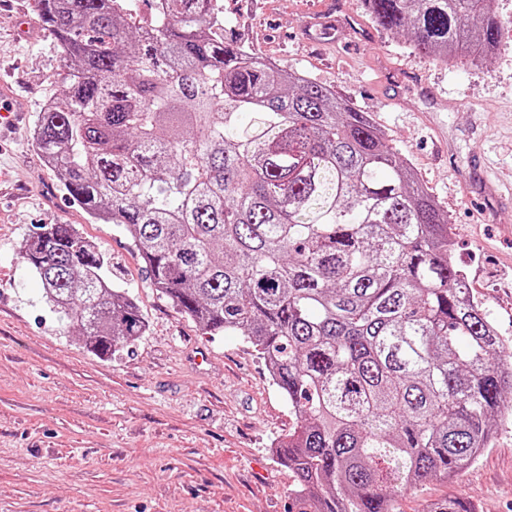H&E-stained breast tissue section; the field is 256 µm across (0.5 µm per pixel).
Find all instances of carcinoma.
Here are the masks:
<instances>
[{"mask_svg":"<svg viewBox=\"0 0 512 512\" xmlns=\"http://www.w3.org/2000/svg\"><path fill=\"white\" fill-rule=\"evenodd\" d=\"M495 0H365L414 54L481 66L512 25ZM66 64L34 143L72 200L132 238L151 285L241 336L298 422L277 456L298 512H396L512 412V349L467 287L448 216L364 112L224 39L219 0H37ZM22 258L108 357L146 323L70 224ZM427 512H475L460 497Z\"/></svg>","mask_w":512,"mask_h":512,"instance_id":"obj_1","label":"carcinoma"}]
</instances>
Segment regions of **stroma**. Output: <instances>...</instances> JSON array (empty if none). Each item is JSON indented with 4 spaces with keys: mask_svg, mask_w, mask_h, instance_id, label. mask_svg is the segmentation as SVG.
Here are the masks:
<instances>
[{
    "mask_svg": "<svg viewBox=\"0 0 512 512\" xmlns=\"http://www.w3.org/2000/svg\"><path fill=\"white\" fill-rule=\"evenodd\" d=\"M221 0L224 34L327 86L366 113L448 214L455 260L512 345V26L483 66L411 52L363 0ZM418 68L458 108L427 117L391 83ZM64 62L34 0H0V79L19 124L0 131V512H288L292 472L274 445L297 425L263 360L242 337L203 333L153 288L122 227L68 200L33 143L37 114L64 90ZM494 193H486L485 184ZM71 224L111 258L112 280L147 330L104 358L41 298L20 255L34 226ZM512 512V416L490 448L449 480L416 483L398 512L446 497Z\"/></svg>",
    "mask_w": 512,
    "mask_h": 512,
    "instance_id": "stroma-1",
    "label": "stroma"
}]
</instances>
